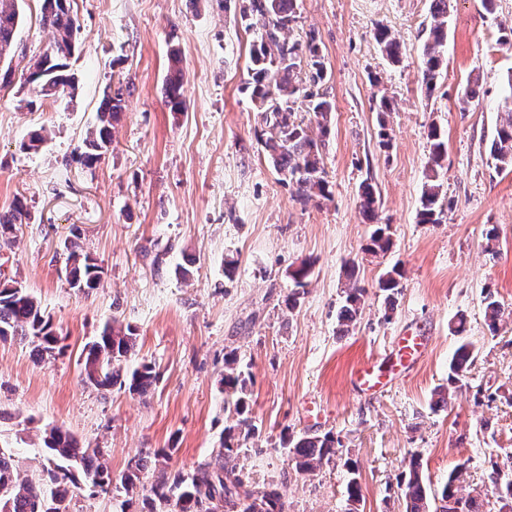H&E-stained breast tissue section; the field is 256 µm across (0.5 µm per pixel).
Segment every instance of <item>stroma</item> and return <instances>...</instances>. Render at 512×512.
I'll list each match as a JSON object with an SVG mask.
<instances>
[{
	"label": "stroma",
	"instance_id": "35a3bbf8",
	"mask_svg": "<svg viewBox=\"0 0 512 512\" xmlns=\"http://www.w3.org/2000/svg\"><path fill=\"white\" fill-rule=\"evenodd\" d=\"M21 7L11 82L0 88V211L19 198L29 220L16 244L0 249V279L29 289L65 345L41 361L30 343L0 341V446L21 476L38 480L51 427L100 449L116 477L134 456L171 449L170 460L142 473L144 487L160 472L190 475L216 462L228 423L220 379L233 351L253 378L259 428L243 465L254 482L279 485L286 512H348L350 461L362 488L359 512H405L398 483L415 453L432 492L460 466L464 493H481L485 512H499L487 474L495 462L512 477V319L489 332L484 298L493 293L512 308V170L490 155L512 74V48L499 42L500 25L512 24V0H496L491 13L481 0H454L433 98L421 83L431 0H299L288 37L315 34L328 74L322 90L336 104L324 149L331 196L308 203L258 138L245 89L256 34L236 0H71L77 90L33 108L23 75L52 33L40 21L41 0ZM382 27L401 44L399 64L380 51ZM173 48L186 66L181 112L165 94ZM113 76L130 89L111 149L87 169L76 156ZM472 77L479 94L466 100ZM384 95L395 100L387 149L374 112ZM433 123L447 145L445 212L441 223L422 224ZM37 129L46 136L41 150L23 151ZM365 181L380 193L393 242L377 258L362 250ZM492 225L498 238L490 242ZM76 233L104 268L87 294L74 293L62 273L65 243ZM228 258L237 262L229 278ZM305 260L313 274L291 311L283 305L289 273ZM351 264L367 293L356 329L343 335L336 312ZM395 265L402 288L390 313L376 283ZM460 314L476 358L451 405L439 408L434 392L448 384ZM114 319L138 333L131 365L151 364L159 376L148 394L82 381L84 345ZM409 331L429 336L426 356L383 394H357L355 370L382 362ZM303 431H330L339 441L335 458L311 475L296 473L283 446ZM124 501L81 481L64 506L138 512Z\"/></svg>",
	"mask_w": 512,
	"mask_h": 512
}]
</instances>
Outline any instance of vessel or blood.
I'll return each mask as SVG.
<instances>
[{
    "label": "vessel or blood",
    "instance_id": "vessel-or-blood-1",
    "mask_svg": "<svg viewBox=\"0 0 512 512\" xmlns=\"http://www.w3.org/2000/svg\"><path fill=\"white\" fill-rule=\"evenodd\" d=\"M427 350V337L418 334L398 337L388 362L366 364L355 372L356 391L368 397L382 393L398 376L421 360Z\"/></svg>",
    "mask_w": 512,
    "mask_h": 512
}]
</instances>
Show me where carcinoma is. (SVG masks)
I'll return each mask as SVG.
<instances>
[{
    "instance_id": "1",
    "label": "carcinoma",
    "mask_w": 512,
    "mask_h": 512,
    "mask_svg": "<svg viewBox=\"0 0 512 512\" xmlns=\"http://www.w3.org/2000/svg\"><path fill=\"white\" fill-rule=\"evenodd\" d=\"M451 0H432V23L423 49L422 85L427 96L435 94L444 65V46L448 37V16ZM298 0H240L241 16L253 21L258 28L257 39L251 49V66L245 90L260 114L265 127V148L276 172L296 185L302 201L330 197L329 183L324 177L325 138L330 132L335 102L315 90L325 83L327 74L321 48L314 35L306 40H289L290 24L297 19ZM42 21L54 30L50 47L29 66L26 82L34 85L37 97H54L65 91L74 92L77 83L69 72L68 59L75 49L77 25L70 9V0H42ZM19 0H0V62L11 59L19 27ZM376 41L388 60L399 62V42L386 28L378 29ZM172 65L166 79V98L173 112L184 110L182 86L185 73L180 67L178 53L171 54ZM123 100L122 90L104 91L96 125L84 140V151L77 161L93 168L112 144V127ZM306 105L314 114L319 136L315 137L309 124L298 116L299 105ZM391 101L383 97L376 104L381 145H389L385 114L391 111ZM431 149L428 156L426 181L420 199L419 222L438 224L442 220L443 183L440 178L447 147L440 128L431 124L428 130ZM491 154L500 167H512V107L496 128ZM360 209L364 223L373 226L364 252L371 255L387 253L392 246L389 225L381 223L380 198L375 187L364 182L359 188ZM28 213L21 199L0 212V245L17 237V225ZM64 276L69 288L88 293L100 286L103 267L96 259L82 253L80 244L69 241ZM313 263L304 261L289 273L293 287L285 297V305L293 310L306 293ZM402 271L393 266L378 280V288L387 293L388 310L395 308ZM366 289L354 275L344 289V303L336 314L339 331L353 329L359 319ZM486 321L490 331L498 329L504 315L503 305L491 292L485 297ZM461 342L450 363L449 383L455 384L465 376L474 361V350L466 338V321L459 317L453 327ZM8 338L28 341L40 360L50 359L60 352L61 338L52 319L41 310L34 296L16 281L0 282V340ZM137 345L136 330L122 326L117 320L104 325L97 340L87 346L83 361L85 380L95 387L110 390L126 388L140 395L148 393L156 384L158 375L150 364H141L130 370L127 363ZM234 353L224 355V411L232 424L224 427V438L219 448L222 463L217 467L201 464L190 476L181 472L165 475L151 485L143 495L145 512H285V502L274 483L255 484L239 469L237 462L248 455V442L258 433L253 421L250 403V376L238 368ZM44 446L53 460L42 469L35 483L19 478L12 454L0 448V488L6 489L7 512H38L41 502L48 503L46 512H62L69 487L83 479L94 489L112 488L127 495L135 492L140 474L148 468L151 459H167L170 454L158 451L149 456H137L128 461L126 470L113 480L107 464L101 461L100 451L83 447L71 433L58 427L44 431ZM288 456L299 473H312L331 462L336 456V438L333 433H304L288 438ZM347 485L350 512H357L362 500V489L356 477V468ZM461 471L454 470L443 484L440 496L429 494L423 477L420 456L409 460L408 471L401 486L406 512H483V500L459 495ZM488 479L498 499L512 503V479L504 481L501 469L491 462ZM441 505L432 508V500Z\"/></svg>"
}]
</instances>
